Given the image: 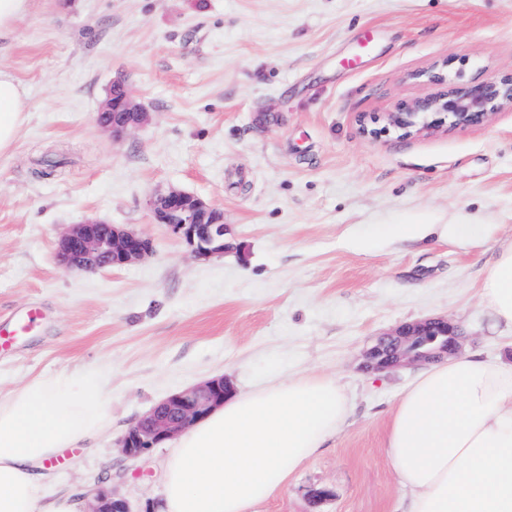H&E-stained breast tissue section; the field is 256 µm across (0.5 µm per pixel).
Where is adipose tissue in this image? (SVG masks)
<instances>
[{"label":"adipose tissue","mask_w":512,"mask_h":512,"mask_svg":"<svg viewBox=\"0 0 512 512\" xmlns=\"http://www.w3.org/2000/svg\"><path fill=\"white\" fill-rule=\"evenodd\" d=\"M22 86L0 69V155L26 119ZM489 224H381L380 240L457 245L490 239ZM498 323L512 326V241L484 285ZM347 401L331 378L273 379L179 434L163 472L160 512H253L344 426ZM109 420L104 375L61 372L0 394V512H78L46 497L39 468L65 448H88ZM386 455L408 491L407 512H512V368L475 355L427 367L399 399Z\"/></svg>","instance_id":"obj_1"}]
</instances>
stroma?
Masks as SVG:
<instances>
[{"label":"stroma","mask_w":512,"mask_h":512,"mask_svg":"<svg viewBox=\"0 0 512 512\" xmlns=\"http://www.w3.org/2000/svg\"><path fill=\"white\" fill-rule=\"evenodd\" d=\"M446 58L453 80L512 71V0H31L0 35V69L28 103L0 156V325L33 305L45 315L0 350V392L66 369L112 374L108 428L65 451L45 495L80 502L104 486L154 512L174 444L125 458L118 441L140 416L214 376L245 392L318 374L342 387L347 424L256 512H405L385 443L424 365L372 371L367 349L445 318L462 352L512 364V327L482 296L512 239V109L406 139L385 129L435 94L414 74ZM120 77L152 118L115 141L96 115ZM47 155L56 172L33 177ZM171 187L223 210L224 255L195 258L155 223L148 200ZM91 217L148 237L152 254L62 270L60 234ZM376 224L497 234L371 244Z\"/></svg>","instance_id":"35a3bbf8"}]
</instances>
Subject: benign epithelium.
<instances>
[{
	"label": "benign epithelium",
	"mask_w": 512,
	"mask_h": 512,
	"mask_svg": "<svg viewBox=\"0 0 512 512\" xmlns=\"http://www.w3.org/2000/svg\"><path fill=\"white\" fill-rule=\"evenodd\" d=\"M445 59L416 77L439 87L427 98L405 104L389 113L388 125L400 138L444 125L455 128L485 123L496 112L512 107V72L478 83H450ZM151 113L137 103L124 86L100 106L97 123L120 138L150 120ZM154 220L165 224L198 259L224 254V212L198 196L170 188L150 199ZM58 257L68 272H95L121 268L144 260L152 251L141 234L100 220H86L66 230L57 242ZM456 327L446 319L403 324L369 348L366 367L390 370L407 362H432L459 353ZM234 385L219 376L175 393L135 421L120 441L122 453L136 458L162 444L224 404ZM84 512H130L126 501L101 488Z\"/></svg>",
	"instance_id": "obj_1"
}]
</instances>
